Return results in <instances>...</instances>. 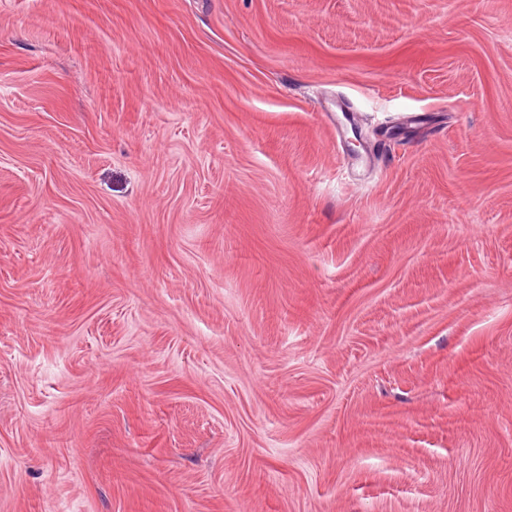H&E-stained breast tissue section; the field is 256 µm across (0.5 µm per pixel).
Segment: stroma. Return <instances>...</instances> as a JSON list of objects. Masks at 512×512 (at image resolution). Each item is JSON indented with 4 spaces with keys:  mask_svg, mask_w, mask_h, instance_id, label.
Masks as SVG:
<instances>
[{
    "mask_svg": "<svg viewBox=\"0 0 512 512\" xmlns=\"http://www.w3.org/2000/svg\"><path fill=\"white\" fill-rule=\"evenodd\" d=\"M0 512H512V0H0Z\"/></svg>",
    "mask_w": 512,
    "mask_h": 512,
    "instance_id": "obj_1",
    "label": "stroma"
}]
</instances>
